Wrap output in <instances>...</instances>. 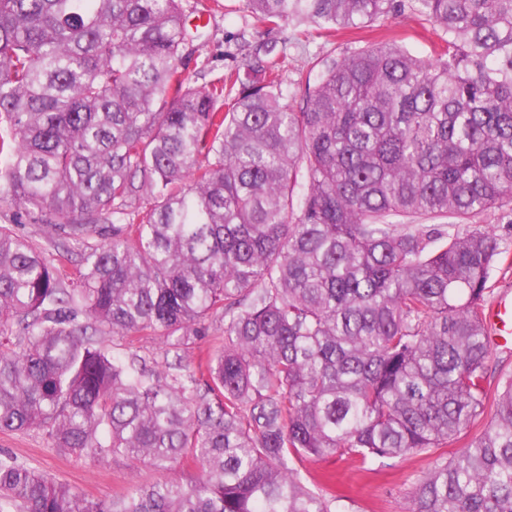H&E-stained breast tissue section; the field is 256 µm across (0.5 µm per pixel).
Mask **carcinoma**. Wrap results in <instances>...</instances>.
Returning a JSON list of instances; mask_svg holds the SVG:
<instances>
[{"label":"carcinoma","instance_id":"cac0c4a2","mask_svg":"<svg viewBox=\"0 0 512 512\" xmlns=\"http://www.w3.org/2000/svg\"><path fill=\"white\" fill-rule=\"evenodd\" d=\"M242 2L329 34L401 8ZM413 2L434 59L376 42L298 103L244 37L245 68L193 81L184 0H0V209L80 255L63 279L0 225V431L163 474L92 499L0 452V512H336L296 461L426 454L489 404L407 512H512L483 321L506 250L476 223L512 206V0ZM144 332L164 366L103 345Z\"/></svg>","mask_w":512,"mask_h":512}]
</instances>
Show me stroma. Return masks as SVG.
Listing matches in <instances>:
<instances>
[{
	"label": "stroma",
	"instance_id": "obj_1",
	"mask_svg": "<svg viewBox=\"0 0 512 512\" xmlns=\"http://www.w3.org/2000/svg\"><path fill=\"white\" fill-rule=\"evenodd\" d=\"M401 2L400 12L384 24L333 38L315 33L306 36L292 27L283 31L257 28L243 11L241 0H224L223 13L212 18L198 13L208 0H188L193 8L188 22L202 27L201 57L209 61L214 76H221L235 66L237 38L243 34L250 40L286 43L288 57L284 67L293 81L314 60L337 58L384 38L396 40L414 56L428 58L437 36L425 18L412 8L411 0ZM0 451L16 455L34 470L77 487L90 498H109L129 483L150 484L160 478L158 472L140 463L60 455L36 432H0ZM431 461L428 454L378 460L360 472L348 459L308 458L299 461L297 467L309 486L335 498L338 512H405Z\"/></svg>",
	"mask_w": 512,
	"mask_h": 512
}]
</instances>
